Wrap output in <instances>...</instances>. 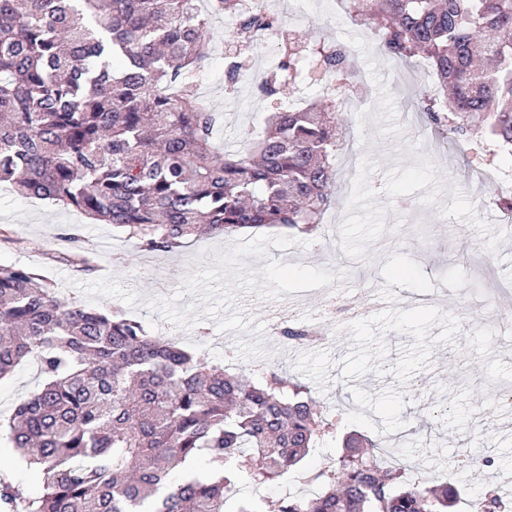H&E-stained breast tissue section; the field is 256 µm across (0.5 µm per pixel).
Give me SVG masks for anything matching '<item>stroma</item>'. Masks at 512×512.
I'll list each match as a JSON object with an SVG mask.
<instances>
[{
    "label": "stroma",
    "instance_id": "35a3bbf8",
    "mask_svg": "<svg viewBox=\"0 0 512 512\" xmlns=\"http://www.w3.org/2000/svg\"><path fill=\"white\" fill-rule=\"evenodd\" d=\"M286 28L296 38L344 44L358 75L343 96L350 135L336 154L334 200L314 235L263 228L229 238L192 240L172 252L142 250L136 239L79 211L27 198L0 184V265L41 270L68 303L117 309L154 335L223 363L234 346L235 372L260 364L309 386L317 408L334 417L335 437L317 443L305 466L340 453L357 431L380 444L384 462L403 463L412 481L453 480L456 512H474L487 485L512 498V410L500 404L512 382V190L481 181V134L456 147L420 114L433 91L426 62L397 63L377 47L375 25H355L342 0H291ZM196 81L195 95L223 113L217 147L243 151L263 134L277 103L319 97V85L260 89L277 49L228 43L223 18ZM246 60L247 79L231 82L229 62ZM77 229L78 241L65 240ZM83 252L84 271L65 259ZM340 298V321L321 303ZM292 309L324 337L292 348L276 339L274 312ZM41 384L36 364L0 380V417ZM482 469L452 473L465 456ZM241 496L276 512L289 493L307 492L288 474L260 482L241 474Z\"/></svg>",
    "mask_w": 512,
    "mask_h": 512
}]
</instances>
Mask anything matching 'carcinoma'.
<instances>
[{
	"label": "carcinoma",
	"instance_id": "carcinoma-1",
	"mask_svg": "<svg viewBox=\"0 0 512 512\" xmlns=\"http://www.w3.org/2000/svg\"><path fill=\"white\" fill-rule=\"evenodd\" d=\"M0 0V182L74 208L148 251L171 252L206 230L309 232L331 206L338 122L327 105L279 106L244 155L213 150L223 114L186 93L208 56L211 18L236 39L282 40L265 93L309 76L338 89L356 77L345 49L302 42L278 15L237 0ZM351 21H377L384 50L432 65L439 92L421 105L454 144L480 123L512 155V0H346ZM305 327L281 340L302 343ZM31 358L44 378L6 420L15 463L37 472L30 497L0 480V512H263L236 496L246 471L274 481L333 427L310 390L260 370L246 382L117 312L61 301L37 269L0 265V378ZM320 485L278 512H451L457 488L416 484L385 466L362 434ZM206 459L170 484L166 471ZM495 487L477 512H509Z\"/></svg>",
	"mask_w": 512,
	"mask_h": 512
}]
</instances>
